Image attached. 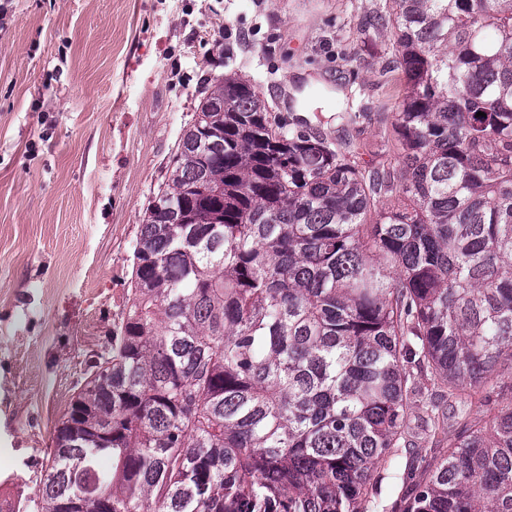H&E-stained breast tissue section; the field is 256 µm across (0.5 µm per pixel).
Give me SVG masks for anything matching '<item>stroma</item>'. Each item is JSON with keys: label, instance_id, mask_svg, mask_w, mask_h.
Returning a JSON list of instances; mask_svg holds the SVG:
<instances>
[{"label": "stroma", "instance_id": "stroma-1", "mask_svg": "<svg viewBox=\"0 0 512 512\" xmlns=\"http://www.w3.org/2000/svg\"><path fill=\"white\" fill-rule=\"evenodd\" d=\"M385 0H0V512H35L56 421L104 350L132 246L206 80L235 69L273 112L326 134L310 88L355 92L378 142L404 73ZM235 59L225 64L224 51ZM379 464L393 512L415 457Z\"/></svg>", "mask_w": 512, "mask_h": 512}]
</instances>
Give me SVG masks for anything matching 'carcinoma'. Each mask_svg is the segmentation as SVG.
<instances>
[{"mask_svg":"<svg viewBox=\"0 0 512 512\" xmlns=\"http://www.w3.org/2000/svg\"><path fill=\"white\" fill-rule=\"evenodd\" d=\"M387 2L406 81L377 163L236 72L202 97L38 512H366L414 408L438 457L400 512H512V0Z\"/></svg>","mask_w":512,"mask_h":512,"instance_id":"cac0c4a2","label":"carcinoma"}]
</instances>
